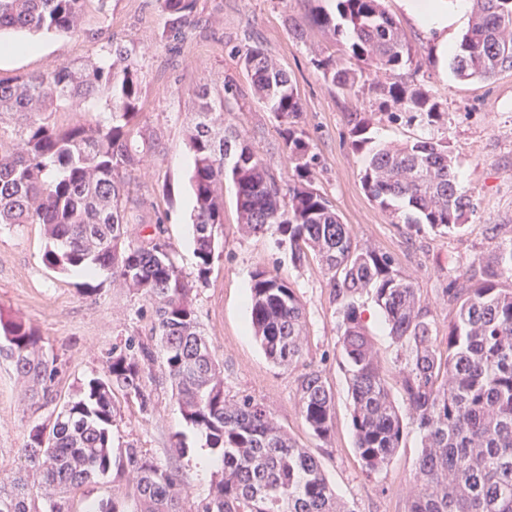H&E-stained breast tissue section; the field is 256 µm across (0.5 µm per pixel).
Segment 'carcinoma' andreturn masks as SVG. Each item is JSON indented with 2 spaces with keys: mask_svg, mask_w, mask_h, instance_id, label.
Returning a JSON list of instances; mask_svg holds the SVG:
<instances>
[{
  "mask_svg": "<svg viewBox=\"0 0 512 512\" xmlns=\"http://www.w3.org/2000/svg\"><path fill=\"white\" fill-rule=\"evenodd\" d=\"M87 0H0V31L75 34ZM174 41L197 24L196 0H158ZM471 19L453 51L451 67L460 81L489 80L512 71V0H469ZM338 17L312 8L306 21L327 31L339 55L318 62L325 82L342 90L367 87L392 119L432 126L442 104L424 87L388 82L412 65L411 44L382 0H336ZM239 61L250 76L254 99L279 122L282 151L291 164L287 187L277 181L237 131L222 135L224 96L202 90L200 112L188 136L195 198L193 235L198 279H206L224 224V178L237 187V210L246 234L270 233L288 247L294 264L313 256L329 275L339 300V335L353 400L352 426L366 472L390 463L403 428L379 365L358 296L373 292L404 352L397 383L423 435L415 489L407 512H512V244L491 260L472 262L444 291L458 309L445 346L435 347L436 324L411 281L394 269L393 258L353 244L332 201L314 187L313 144L299 127L302 103L288 74L265 49L249 46ZM108 92L105 120L58 126L50 112H84ZM141 99L135 51L107 40L99 61L67 63L24 78L0 76V118L24 116L20 142L0 143V224H41L49 240L44 264L88 278L111 274L155 305L157 342L129 345L112 353L103 375L84 381L78 395L55 415L44 433L35 427L21 449L32 480L0 482V512H36L35 494L49 512H72L69 495L111 472L133 491L131 512H184L176 469L112 446L115 393L150 410L145 370L162 359L187 425L205 436L221 466L197 512H344L319 460L274 424L267 408L245 397L230 401L222 366L198 325L191 288L156 238L148 248L133 243L121 209L120 173L140 165L129 141ZM370 120L355 121L352 145L370 142ZM232 159L227 167L224 160ZM367 194L404 223L448 233L465 226L473 200L457 188L456 162L445 139L420 138L373 149L360 172ZM251 325L267 357L290 367L302 357V304L278 272L253 274ZM0 338L8 343L26 397L39 408L53 401L60 372L57 357L39 334L19 319L0 315ZM302 414L313 435L333 431L334 395L318 370L298 387Z\"/></svg>",
  "mask_w": 512,
  "mask_h": 512,
  "instance_id": "1",
  "label": "carcinoma"
}]
</instances>
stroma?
Instances as JSON below:
<instances>
[{"label": "stroma", "instance_id": "1", "mask_svg": "<svg viewBox=\"0 0 512 512\" xmlns=\"http://www.w3.org/2000/svg\"><path fill=\"white\" fill-rule=\"evenodd\" d=\"M310 7L309 0H196L203 24L177 45L166 37L167 18L156 0H87L79 34H36L39 55L0 56V76L36 75L64 63L97 60L109 39L135 50L143 87L136 120L144 138L139 145L143 162L130 176L122 207L137 232L136 244L150 246L154 234L162 233L192 288L197 320L224 369L229 398L262 401L274 421L319 459L347 512H407L406 493L414 484L423 441L406 402L393 393L404 424L400 448L386 467L366 473L355 449L353 402L336 345L339 303L329 277L314 261L295 266L274 236L243 233L236 188L229 179L224 182L223 244L206 281H199L187 132L199 109V89L208 88L215 98L225 85H232L237 97L228 103L227 122L248 137L276 178L286 177L289 163L280 148L277 123L250 95L249 78L238 62L239 51L262 45L288 73L302 102L300 126L317 155L315 187L332 200L358 247L389 254L400 274L413 282L432 311L437 328L433 341L439 346L456 319L455 308L443 295L449 282L474 259L512 242V71L484 81L457 80L432 58V40L402 0H385L423 62L418 81L444 108L442 121L432 126L395 122L379 111L369 92L348 94L324 82L316 62L335 54L336 44L327 32L306 24ZM296 22L304 25L303 37L293 34ZM356 115L370 119L368 135L376 145L421 137L448 140L457 158L459 188L475 204L465 228L449 234L417 230L370 198L359 176L366 153L351 145ZM47 245L42 225L0 224V312L34 328L61 362L55 401L36 410L26 401L23 381L0 353V477L5 478L21 472L19 450L31 429L47 423L53 411L74 398L86 378L102 375L112 352L152 339L153 305L146 297L114 277L85 294L80 275L44 265ZM263 269L287 279L304 307L302 358L289 368L269 360L249 328L252 276ZM358 302L377 359L385 372H392L398 347L384 315L372 294L363 293ZM313 369L321 371L335 398L334 432L326 441L312 435L300 409L298 383ZM153 375V411L142 412L137 400L117 397L112 444L138 448L156 462L175 465L185 508L196 512L219 478L217 467L204 437L183 420L162 363H155ZM179 442L186 453L178 458L174 450Z\"/></svg>", "mask_w": 512, "mask_h": 512}]
</instances>
